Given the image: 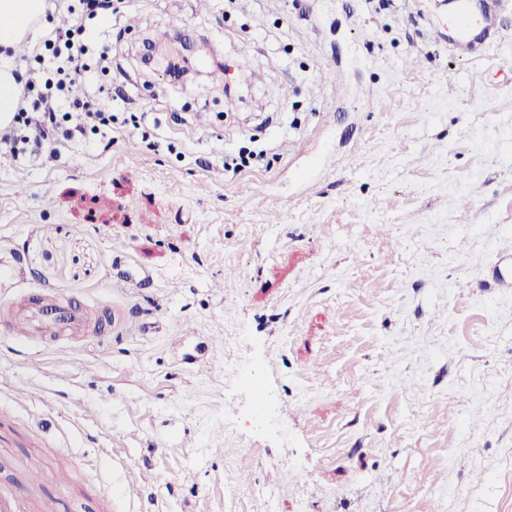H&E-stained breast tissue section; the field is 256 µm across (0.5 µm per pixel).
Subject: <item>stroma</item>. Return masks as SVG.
<instances>
[{"label":"stroma","instance_id":"1","mask_svg":"<svg viewBox=\"0 0 512 512\" xmlns=\"http://www.w3.org/2000/svg\"><path fill=\"white\" fill-rule=\"evenodd\" d=\"M194 2L127 7L113 61L152 143L0 154L10 295L120 315L36 343L0 318V485L42 468L59 512H512V290L487 278L512 250V0L464 51L430 40L437 0ZM176 24L229 60L256 43L241 99L139 66ZM245 145L263 160L225 171Z\"/></svg>","mask_w":512,"mask_h":512}]
</instances>
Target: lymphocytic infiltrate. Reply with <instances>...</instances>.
<instances>
[{
  "label": "lymphocytic infiltrate",
  "mask_w": 512,
  "mask_h": 512,
  "mask_svg": "<svg viewBox=\"0 0 512 512\" xmlns=\"http://www.w3.org/2000/svg\"><path fill=\"white\" fill-rule=\"evenodd\" d=\"M125 6L126 0H60L68 23L49 27L14 72L23 105L0 135V149L14 161L54 158L61 141L88 143L108 131L149 137L148 113L121 120L101 98L105 86L118 79L110 23L120 19Z\"/></svg>",
  "instance_id": "obj_1"
}]
</instances>
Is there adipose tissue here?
<instances>
[{"label":"adipose tissue","mask_w":512,"mask_h":512,"mask_svg":"<svg viewBox=\"0 0 512 512\" xmlns=\"http://www.w3.org/2000/svg\"><path fill=\"white\" fill-rule=\"evenodd\" d=\"M44 0H0V18L9 19L11 28L0 27V121L10 122L18 106L19 91L13 72L14 57L8 56V48L14 47L20 38H32L37 34L35 20L44 17Z\"/></svg>","instance_id":"1"}]
</instances>
